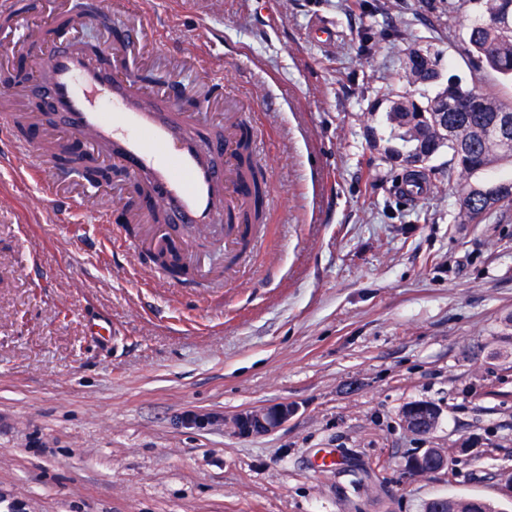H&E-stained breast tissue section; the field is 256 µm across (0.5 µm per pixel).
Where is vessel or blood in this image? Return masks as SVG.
<instances>
[{"mask_svg": "<svg viewBox=\"0 0 512 512\" xmlns=\"http://www.w3.org/2000/svg\"><path fill=\"white\" fill-rule=\"evenodd\" d=\"M67 34L61 28L51 36L52 47L40 60L46 77L28 84L26 93L50 102L70 142L110 144L129 176L149 179L151 193L124 206L125 223L146 225L154 238L164 227L152 216L164 212L175 224L223 226L226 244L237 245L248 229L228 217L250 206L252 196L237 165L241 121L233 108L224 112L225 136H204L196 113L184 111L179 91L149 98L128 70V29L119 28L103 56L81 49Z\"/></svg>", "mask_w": 512, "mask_h": 512, "instance_id": "1", "label": "vessel or blood"}]
</instances>
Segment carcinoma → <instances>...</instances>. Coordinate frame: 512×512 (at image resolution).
Segmentation results:
<instances>
[{
    "label": "carcinoma",
    "mask_w": 512,
    "mask_h": 512,
    "mask_svg": "<svg viewBox=\"0 0 512 512\" xmlns=\"http://www.w3.org/2000/svg\"><path fill=\"white\" fill-rule=\"evenodd\" d=\"M476 9L475 17L467 27V51L481 60L488 68L512 82V27L479 28L477 23L484 15H497L512 22V0H471ZM428 67L421 70H405L408 82L435 89L434 95L418 101L409 95L391 97L381 94L378 101L386 104L384 124L397 139L404 143V149L387 148L390 158L403 163L409 157L431 161L443 151H448V180L461 187L458 218L463 224L478 223L498 209L512 206V177L508 179L482 178L492 170L491 164L502 161L512 162V148L505 149L494 139L485 136L488 126L495 124L501 110H512V97L504 98L486 92L478 85L467 86L457 80L441 83L437 58L427 55ZM448 99L453 105L464 104V112H448L457 118L461 135L472 139L476 148L461 153L455 147L454 139L448 136L438 124L435 111L437 100ZM52 153L66 163H82L90 178L108 179V174L90 164V159L77 154L66 144L49 146ZM241 162L244 173L262 190L264 176L250 164L248 141L240 139ZM266 215L258 208L249 209L228 220V223L252 224L261 229ZM482 505L469 497L448 498V512H478Z\"/></svg>",
    "instance_id": "1"
}]
</instances>
